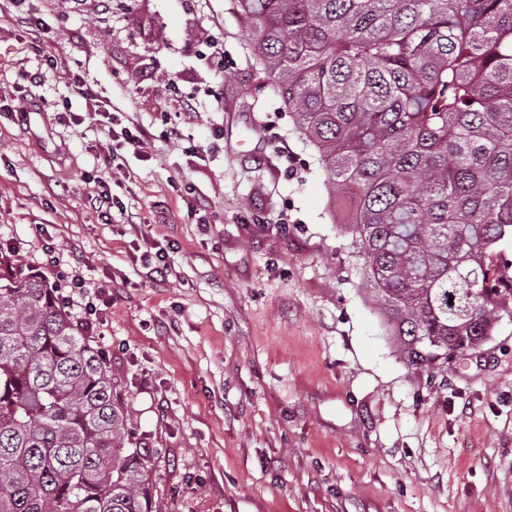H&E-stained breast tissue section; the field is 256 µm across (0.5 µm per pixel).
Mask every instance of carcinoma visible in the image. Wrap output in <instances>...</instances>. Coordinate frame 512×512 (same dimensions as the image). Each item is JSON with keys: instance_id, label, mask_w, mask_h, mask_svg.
I'll return each mask as SVG.
<instances>
[{"instance_id": "1", "label": "carcinoma", "mask_w": 512, "mask_h": 512, "mask_svg": "<svg viewBox=\"0 0 512 512\" xmlns=\"http://www.w3.org/2000/svg\"><path fill=\"white\" fill-rule=\"evenodd\" d=\"M295 132L346 193L403 363L512 316V0H236ZM106 357L57 289L0 266V512H163Z\"/></svg>"}]
</instances>
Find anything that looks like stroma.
Masks as SVG:
<instances>
[{
    "label": "stroma",
    "instance_id": "35a3bbf8",
    "mask_svg": "<svg viewBox=\"0 0 512 512\" xmlns=\"http://www.w3.org/2000/svg\"><path fill=\"white\" fill-rule=\"evenodd\" d=\"M50 20L55 55L151 136L112 174L122 213L104 223L85 206L103 128L61 125L84 101L0 29V97L42 98L0 117V260L111 282L95 317L69 314L110 362L166 512H512V317L464 359L406 367L235 0H53ZM188 99L170 136L159 116ZM162 254L172 273L151 281Z\"/></svg>",
    "mask_w": 512,
    "mask_h": 512
}]
</instances>
